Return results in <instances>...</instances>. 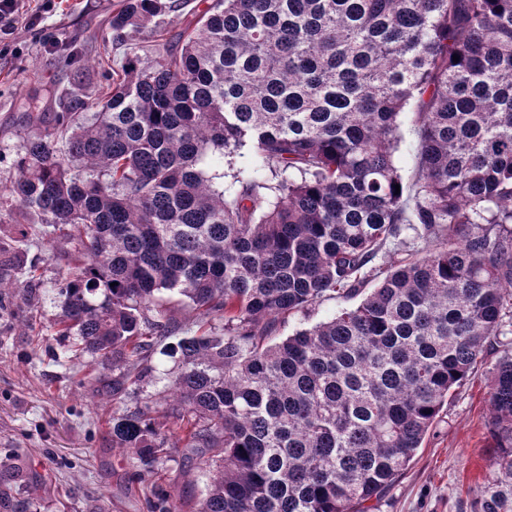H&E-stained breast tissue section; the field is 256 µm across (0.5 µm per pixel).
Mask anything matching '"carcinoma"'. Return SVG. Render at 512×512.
Returning a JSON list of instances; mask_svg holds the SVG:
<instances>
[{
    "mask_svg": "<svg viewBox=\"0 0 512 512\" xmlns=\"http://www.w3.org/2000/svg\"><path fill=\"white\" fill-rule=\"evenodd\" d=\"M185 7L118 0L101 39ZM158 52L31 120L11 196L77 243L55 359L95 356L114 397L156 351L174 359L166 410L112 416L150 512H180L156 486L176 429L208 472L197 512H374L512 318V0H212ZM244 150L224 182L213 160ZM406 227L421 246L373 266ZM162 291L197 313L174 343ZM487 401L494 475L470 509L512 512L507 344ZM412 114L404 113L400 116L401 141L395 153V160L406 182L411 181L415 167V146L417 134L412 120ZM361 297L351 300L349 303L344 304L339 299L327 298L322 300L319 304L313 308V310L307 314H297L288 319L286 324H281L277 332V336H288L293 334L296 330L310 327L316 323L326 320L335 313H337L342 307L352 306L360 301Z\"/></svg>",
    "mask_w": 512,
    "mask_h": 512,
    "instance_id": "carcinoma-1",
    "label": "carcinoma"
}]
</instances>
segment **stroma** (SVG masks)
Here are the masks:
<instances>
[{
  "mask_svg": "<svg viewBox=\"0 0 512 512\" xmlns=\"http://www.w3.org/2000/svg\"><path fill=\"white\" fill-rule=\"evenodd\" d=\"M116 3L55 0L48 8L43 0H18L10 49L0 54V512H14L9 490L17 485L36 489L26 512H148L150 491L109 432L125 399L98 393L89 382L102 371L91 356L63 366L51 359L70 342L57 333V283L74 245L46 225L17 223L8 193L33 130L29 114L52 121L60 94L79 81L87 98H97L104 74L125 54L153 62L155 44L207 6L190 0L182 12L163 16L158 32L112 48L97 34ZM68 47L82 56L79 70L56 63ZM496 360L485 356L456 389L377 512H470L475 486L493 474L486 391ZM206 484L199 459L180 452L166 463L159 489L182 512H196Z\"/></svg>",
  "mask_w": 512,
  "mask_h": 512,
  "instance_id": "stroma-1",
  "label": "stroma"
}]
</instances>
